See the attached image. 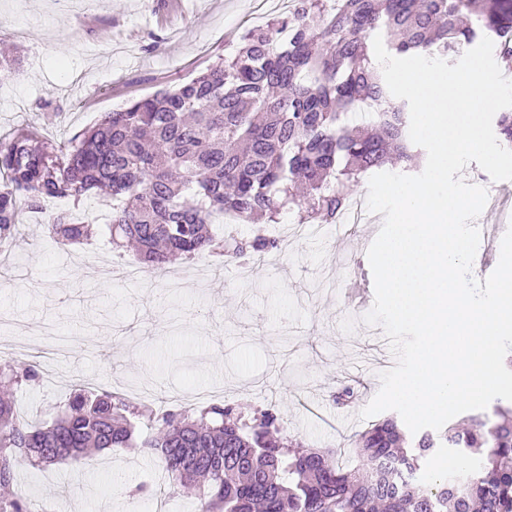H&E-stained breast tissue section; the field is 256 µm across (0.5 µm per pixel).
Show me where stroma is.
<instances>
[{
	"instance_id": "stroma-1",
	"label": "stroma",
	"mask_w": 512,
	"mask_h": 512,
	"mask_svg": "<svg viewBox=\"0 0 512 512\" xmlns=\"http://www.w3.org/2000/svg\"><path fill=\"white\" fill-rule=\"evenodd\" d=\"M290 4L78 0L63 14L56 0H0V40L18 44L25 62L23 75L0 82V134L25 123L63 142L129 99L190 81ZM47 220L24 218L10 251L36 287L0 274V334L62 374L56 385L15 393L30 423L51 421L75 384L120 392L150 375L162 399L176 389L206 390L213 403L275 407L287 437L352 465L351 438L368 425L359 413L380 388L378 371L352 368L383 337L363 321L374 304L366 253L376 228L291 241L295 216L286 213L275 227L281 253L250 279L201 256L171 265L181 277L172 289L150 272L137 281L97 272L113 258L107 242L61 248L45 234ZM341 385L357 392L344 409L331 400ZM156 470L140 449L104 450L80 465L22 463L14 489L31 512H138L160 496L168 512H197V498L159 484Z\"/></svg>"
}]
</instances>
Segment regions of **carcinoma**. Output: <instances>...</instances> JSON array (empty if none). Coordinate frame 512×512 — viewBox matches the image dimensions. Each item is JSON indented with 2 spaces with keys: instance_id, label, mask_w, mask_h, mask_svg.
I'll use <instances>...</instances> for the list:
<instances>
[{
  "instance_id": "1",
  "label": "carcinoma",
  "mask_w": 512,
  "mask_h": 512,
  "mask_svg": "<svg viewBox=\"0 0 512 512\" xmlns=\"http://www.w3.org/2000/svg\"><path fill=\"white\" fill-rule=\"evenodd\" d=\"M378 34L395 57L444 60L487 36L511 67L512 0H293L290 14L244 33L234 55L103 113L63 145L20 125L0 136V243L16 241L23 209L62 198L77 207L101 192L112 197V251L132 243L156 270L204 253L234 263L280 249L267 234L217 236L226 215L271 224L296 208L301 224L336 222L365 175L415 160L409 106L391 96L374 56ZM21 67L0 55L1 77ZM494 122L512 149V108ZM45 229L63 248L93 234L71 211ZM2 379L32 386L40 365L0 358ZM468 420L414 435L379 420L358 434L357 463L344 470L284 441L271 406L158 411L79 388L52 423L30 426L0 398V486L14 482L20 457L77 464L92 449L143 448L184 492L206 480L201 512H512V406ZM443 448L477 454V467L428 476ZM0 512L30 510L13 495L0 496Z\"/></svg>"
}]
</instances>
